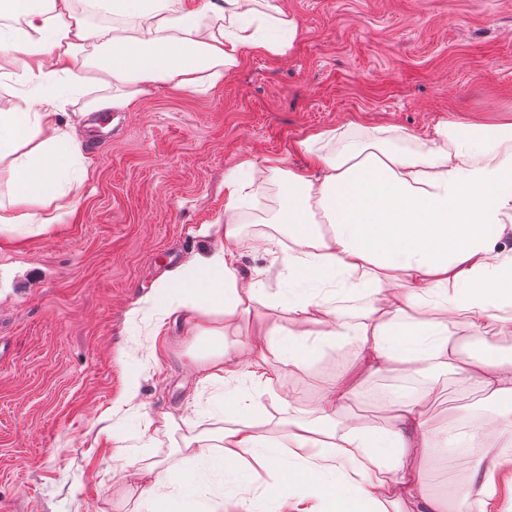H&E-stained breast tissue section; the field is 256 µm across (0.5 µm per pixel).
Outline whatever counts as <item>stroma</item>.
Returning a JSON list of instances; mask_svg holds the SVG:
<instances>
[{"instance_id":"obj_1","label":"stroma","mask_w":512,"mask_h":512,"mask_svg":"<svg viewBox=\"0 0 512 512\" xmlns=\"http://www.w3.org/2000/svg\"><path fill=\"white\" fill-rule=\"evenodd\" d=\"M297 23L286 54H245L224 81L198 93L157 86L132 112L93 114L82 129L87 179L76 215L48 233L0 241V512H129L136 497L120 466L141 455L175 461L183 437L222 425L224 389L183 364L190 340L157 328L147 297L163 273L207 246L204 225L224 217V175L245 159L311 158L308 136L350 123L360 134L399 126L398 149L418 148L445 121H512V0H281ZM278 187L249 198L246 237L273 233ZM459 363L512 360V332L455 327ZM353 348L329 349L309 371L284 376L268 418L290 388L303 402L317 380L351 376L356 419L383 421L398 396L422 400L437 436L512 417L457 373L355 377ZM139 399L114 410L130 381ZM180 428L146 437L148 418ZM123 447H114V439ZM434 448L426 492L445 505L470 489L481 456Z\"/></svg>"}]
</instances>
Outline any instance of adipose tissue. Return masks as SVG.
<instances>
[{
	"instance_id": "obj_1",
	"label": "adipose tissue",
	"mask_w": 512,
	"mask_h": 512,
	"mask_svg": "<svg viewBox=\"0 0 512 512\" xmlns=\"http://www.w3.org/2000/svg\"><path fill=\"white\" fill-rule=\"evenodd\" d=\"M75 2L0 0V87H29L0 103V238L45 234L74 214L85 181L80 130L90 114L133 111L159 84L210 89L244 52L285 54L297 32L279 0H85L83 12ZM90 10L126 25L91 27ZM94 83L104 94L65 111ZM406 136L400 127L388 138L336 128L300 142L311 168L288 170L270 157L225 174L224 218L204 231L212 247L169 270L150 297L157 326L174 323L191 337L189 366L224 385L223 425L184 438L178 451L196 466L123 465L153 512H203L197 496L211 470L223 473L224 495L239 512L266 496L273 512H387L404 502L443 512L424 494L421 469L407 465L435 438L418 402L393 399L389 420L356 424L347 419L353 387L340 377L319 383L309 406L289 399L271 434L259 429L263 396L345 344L356 346L364 375L457 368L463 381L512 398V362L459 368L451 331L460 322L486 334L512 327L502 315L512 308V248L502 245L512 234V123L461 135L445 122L419 150L390 146ZM327 139L335 150H324ZM273 182L280 235L244 237L238 209ZM258 246L280 256L284 287L241 272V258ZM354 295L384 306L348 323L336 304ZM476 439L481 464L453 512H491L485 486L501 449L512 447V420L488 416L453 444ZM168 485L175 494H164Z\"/></svg>"
}]
</instances>
